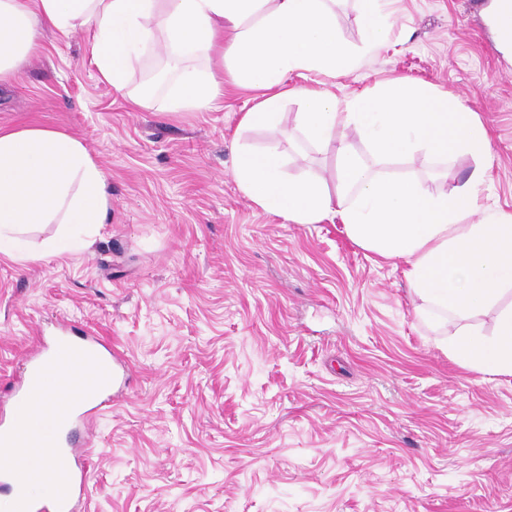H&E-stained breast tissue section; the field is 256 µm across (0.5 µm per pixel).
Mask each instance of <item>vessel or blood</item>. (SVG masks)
Masks as SVG:
<instances>
[{
    "label": "vessel or blood",
    "mask_w": 512,
    "mask_h": 512,
    "mask_svg": "<svg viewBox=\"0 0 512 512\" xmlns=\"http://www.w3.org/2000/svg\"><path fill=\"white\" fill-rule=\"evenodd\" d=\"M61 366V378L53 390H46L42 377L50 361ZM28 376L13 393L8 410L0 412V450L15 454L29 446L15 432L18 412L30 410L52 422L57 431L91 428L102 410L112 403V391L120 370L104 355L95 341L57 336L52 345L41 347L27 359ZM44 446L53 450L40 476L50 483L51 495H41L15 477L12 465L0 466V484L12 487L19 512H78L87 492V459L84 449L54 450L52 439Z\"/></svg>",
    "instance_id": "b4317fda"
}]
</instances>
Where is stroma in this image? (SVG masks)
Returning <instances> with one entry per match:
<instances>
[{
	"mask_svg": "<svg viewBox=\"0 0 512 512\" xmlns=\"http://www.w3.org/2000/svg\"><path fill=\"white\" fill-rule=\"evenodd\" d=\"M492 0H388L389 40L364 48L356 0H333L356 67L289 81L347 100L394 78L424 81L476 112L486 161L414 154L375 171L447 191L486 164L479 203L512 215V56ZM165 97L182 72L223 74L211 108H136L101 82L83 38L44 33L0 83V128L40 124L81 140L108 173L110 224L80 250L0 255V399L58 323L91 332L134 375L97 418L89 512H512V375L482 374L439 346L401 258L356 244L339 219L291 224L234 178L242 148L273 147L290 178L336 188L334 144L240 127L256 102L221 63L144 47Z\"/></svg>",
	"mask_w": 512,
	"mask_h": 512,
	"instance_id": "1",
	"label": "stroma"
}]
</instances>
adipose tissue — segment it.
Listing matches in <instances>:
<instances>
[{"mask_svg": "<svg viewBox=\"0 0 512 512\" xmlns=\"http://www.w3.org/2000/svg\"><path fill=\"white\" fill-rule=\"evenodd\" d=\"M40 27L84 36L100 80L137 107L152 95L132 94L130 73L155 39L176 53L219 57L239 82L260 92L243 126L280 127L283 101L298 98L299 128L311 140L336 143L335 192L314 179L288 178L273 150L237 153L242 191L293 224L340 218L361 247L405 259L412 293L464 321L441 340L449 356L481 373L512 375V307L497 315L491 333L467 323L512 290V215L479 207L482 170L432 194L410 178L379 176L346 140L348 130H357L387 160L418 152L480 157L488 132L476 113L426 83L390 80L343 105L330 94L289 86L293 72L336 77L355 63L327 0H0V82L13 79L35 52ZM220 90L215 74L187 71L164 106L207 109ZM111 207L108 176L79 139L41 125L0 130V253H28L26 235L42 224L61 227L43 253L70 252L108 222Z\"/></svg>", "mask_w": 512, "mask_h": 512, "instance_id": "adipose-tissue-1", "label": "adipose tissue"}]
</instances>
